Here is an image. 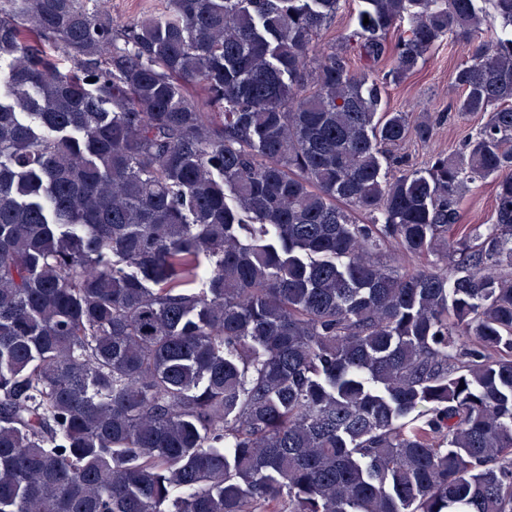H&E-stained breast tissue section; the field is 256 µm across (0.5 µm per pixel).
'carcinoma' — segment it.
Listing matches in <instances>:
<instances>
[{
  "label": "carcinoma",
  "instance_id": "cac0c4a2",
  "mask_svg": "<svg viewBox=\"0 0 512 512\" xmlns=\"http://www.w3.org/2000/svg\"><path fill=\"white\" fill-rule=\"evenodd\" d=\"M95 2L0 0V512H512V0ZM163 0H112V18L116 24L135 21L147 11H159ZM358 6V0H346V2L342 3L340 10L327 30L322 41V47H328L335 43L337 47L340 36L353 29V19ZM468 55V45L444 38L430 52L419 71L400 84L387 85L385 93L390 109L410 112L412 123L424 116L436 122V134L430 142L422 143L412 138L386 146L391 157L423 166L433 153H449L460 148L463 139L480 127V116L462 114L455 109L461 90L453 81V72ZM459 224H492L494 219L493 186L487 180L482 185H470L458 206Z\"/></svg>",
  "mask_w": 512,
  "mask_h": 512
}]
</instances>
